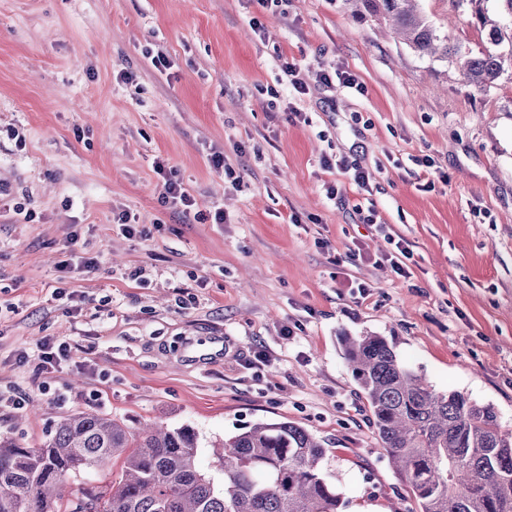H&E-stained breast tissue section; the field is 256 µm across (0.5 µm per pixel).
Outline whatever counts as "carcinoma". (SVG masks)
Masks as SVG:
<instances>
[{"instance_id": "1", "label": "carcinoma", "mask_w": 512, "mask_h": 512, "mask_svg": "<svg viewBox=\"0 0 512 512\" xmlns=\"http://www.w3.org/2000/svg\"><path fill=\"white\" fill-rule=\"evenodd\" d=\"M352 2L361 15L383 17L415 52L455 65L479 93L512 67V0H467L476 49L438 34L419 0ZM341 340L388 463L419 512H512V433L495 408L435 390L384 336ZM220 448L218 484L198 467L190 425L132 430L98 413L73 414L37 448L0 440V512H61L64 502L68 512H339L341 495L320 466L326 448L295 423L256 422ZM114 458L123 460L120 473L66 497L70 478Z\"/></svg>"}]
</instances>
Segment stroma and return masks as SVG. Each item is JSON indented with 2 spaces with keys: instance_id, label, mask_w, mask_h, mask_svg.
I'll return each mask as SVG.
<instances>
[{
  "instance_id": "35a3bbf8",
  "label": "stroma",
  "mask_w": 512,
  "mask_h": 512,
  "mask_svg": "<svg viewBox=\"0 0 512 512\" xmlns=\"http://www.w3.org/2000/svg\"><path fill=\"white\" fill-rule=\"evenodd\" d=\"M421 7L477 44L467 5ZM159 159L192 214L162 204ZM74 234L99 266L62 280ZM366 332L512 431V78L474 93L349 0H0V388L27 400L0 437L188 424L210 471L214 441L285 419L323 441L340 512H419L344 358ZM45 337L70 346L51 371Z\"/></svg>"
}]
</instances>
